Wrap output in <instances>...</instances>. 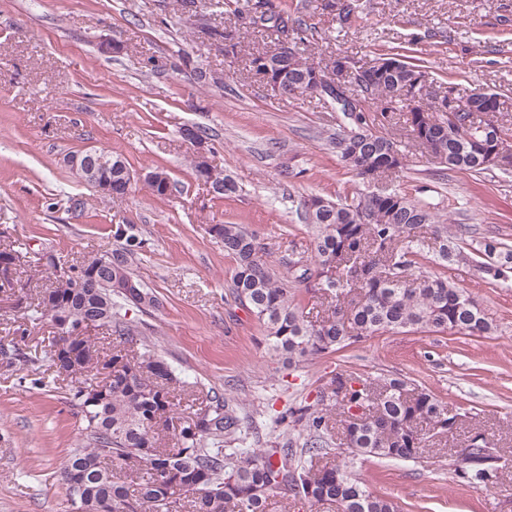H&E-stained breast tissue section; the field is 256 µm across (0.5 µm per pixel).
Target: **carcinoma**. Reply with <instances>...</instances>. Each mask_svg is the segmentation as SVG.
<instances>
[{"label": "carcinoma", "instance_id": "cac0c4a2", "mask_svg": "<svg viewBox=\"0 0 512 512\" xmlns=\"http://www.w3.org/2000/svg\"><path fill=\"white\" fill-rule=\"evenodd\" d=\"M266 10L250 20L247 27L278 34L292 32L295 54L282 60L269 51L252 54L255 74L270 67L288 95L307 93L299 83L309 71V61L299 46L306 41L307 21L294 16L270 0ZM224 49L238 45V29L224 26L210 30ZM409 48L405 54H387L395 68L373 86H356L364 106L346 112L336 98L322 100L336 106L342 114L339 132L332 138L336 154L357 182L370 184L368 174L379 167L405 166L406 154L390 134L395 111L403 112L407 138L435 163L449 170L480 175L489 167L478 161L471 139L481 128L496 126L503 144L512 142V130L499 123L496 113L486 112L484 97L478 91L466 96L474 109L468 130L448 125L437 112L428 120L405 109L394 96L413 76L426 72L425 60ZM112 167L101 171L92 188L106 183L103 197H123L130 189L124 171L126 158L105 151ZM197 178L223 185L215 197H231L239 191L237 183L223 170L203 168L192 163ZM158 198L171 195L173 181L160 168L144 178ZM303 219L312 229L310 259H288L291 282L306 285V290L328 303L327 314L311 322L299 310L295 293L262 259L263 246L257 236L242 224H215L210 233L234 261L231 277L235 299L263 326L271 350L296 364L310 357L338 353L374 336L409 332H456L468 336H490L494 320L458 287L447 273L424 269L422 260L444 268L450 264H476L501 288H512V245L486 240L471 252L461 246L460 226L456 233L440 223L435 207L409 194L392 189L384 196L359 192L352 199L319 200L315 208L303 210ZM431 228V236L421 234ZM115 247L83 261L85 274L96 273L98 280L112 281L110 288H76L73 278L63 281L56 271L54 257L39 263L40 272L51 275L49 284L38 293L37 302L25 307L23 320L29 323L54 322L68 310L88 318L104 317L111 334L121 343L136 341L137 333L121 318L126 307L149 311L158 300L133 271V264L145 241L134 233V225H112ZM133 281L137 293L121 287ZM19 341L0 345V359L15 368L33 362L20 346L27 328L18 325ZM59 332L45 351L43 362L54 377L72 382L70 402L81 414L82 438L73 449L66 466L84 473L78 494H69V512H98L104 499L112 501V512H170L177 497L187 498V512H268L269 501L277 489L287 486L293 496L310 505L336 504L341 512H399L391 498L375 494L351 474V461L315 467V461L329 454L332 417L342 429L346 445L354 458H378L406 463L415 460L426 433L439 430L451 433L462 424V415L431 392L409 379L378 377L359 379L343 371L331 380V391L320 398L321 406L290 408L278 418L301 427L304 442L268 448L257 453L245 447L240 419L231 399L215 394L209 404L196 413L199 425L173 424L171 387L180 382L175 368L160 358L129 356L123 349L106 353L88 334L75 342V358L67 362L57 354ZM122 364L112 381L97 384L102 402L91 404L86 397L90 387L84 376L99 366ZM168 431L176 439L171 448L158 445L159 432ZM497 449L482 434L454 450L453 472L457 481L476 490L497 484L502 466ZM130 473L124 480L114 468Z\"/></svg>", "mask_w": 512, "mask_h": 512}]
</instances>
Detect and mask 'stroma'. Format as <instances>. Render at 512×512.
I'll return each mask as SVG.
<instances>
[{"instance_id": "stroma-1", "label": "stroma", "mask_w": 512, "mask_h": 512, "mask_svg": "<svg viewBox=\"0 0 512 512\" xmlns=\"http://www.w3.org/2000/svg\"><path fill=\"white\" fill-rule=\"evenodd\" d=\"M315 32L309 61L341 54L365 63L417 41L434 86L500 95L498 119L512 128V0H360L348 24L323 0H286ZM225 15L209 0H0V232L68 267L112 249L111 226L134 224L148 242L134 270L159 300L127 311L144 341L135 352L161 356L182 373L170 395L189 420L208 392L237 404L254 450L302 442L275 419L301 402L317 404L337 372L397 374L468 414L462 428L427 438L417 460L355 461L354 476L393 498L401 512H512V290L478 267L449 276L492 317L495 336L386 334L338 354L283 365L260 324L235 302L233 260L209 234L232 222L255 232L264 260L287 277L292 253L306 251L304 198L353 197L355 181L330 138L336 114L314 96L273 95L250 70L252 53L279 37L245 28L233 55L212 44L207 26ZM190 66H183V58ZM216 72L220 84L199 79ZM199 126L218 168L239 186L216 199L190 164L181 131ZM96 146L123 154L136 179L129 194L102 197L64 165ZM401 186L432 204L445 224H464L465 248L497 237L512 245V165L470 176L428 162L410 148ZM166 169L175 189L153 196L142 175ZM24 372L0 370V512H68L62 468L81 440L68 382L20 385ZM485 435L507 461L488 491L461 486L451 449Z\"/></svg>"}]
</instances>
